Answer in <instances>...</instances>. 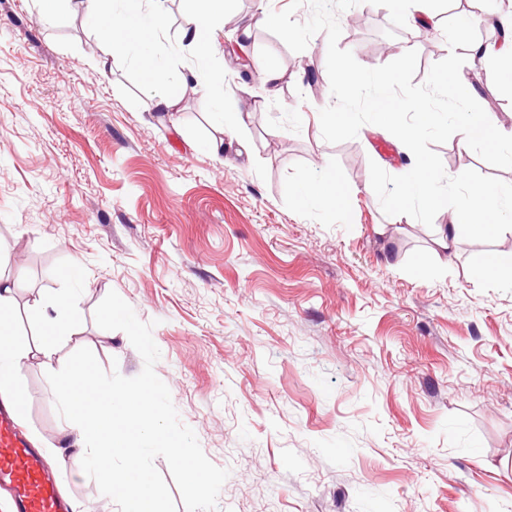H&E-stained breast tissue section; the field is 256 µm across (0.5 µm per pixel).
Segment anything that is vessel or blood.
I'll return each instance as SVG.
<instances>
[{
	"mask_svg": "<svg viewBox=\"0 0 512 512\" xmlns=\"http://www.w3.org/2000/svg\"><path fill=\"white\" fill-rule=\"evenodd\" d=\"M13 486L20 512H69L39 453L18 432L13 416L0 411V482Z\"/></svg>",
	"mask_w": 512,
	"mask_h": 512,
	"instance_id": "vessel-or-blood-1",
	"label": "vessel or blood"
}]
</instances>
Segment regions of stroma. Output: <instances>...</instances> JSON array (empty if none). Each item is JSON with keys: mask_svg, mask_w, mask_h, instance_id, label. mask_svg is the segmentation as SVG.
Listing matches in <instances>:
<instances>
[{"mask_svg": "<svg viewBox=\"0 0 512 512\" xmlns=\"http://www.w3.org/2000/svg\"><path fill=\"white\" fill-rule=\"evenodd\" d=\"M196 9L163 0L144 13L162 16L152 39L106 46L81 10L47 20L33 0H0V252L13 258L0 278L24 283L20 341L37 343L39 311L65 293L79 320L54 367L87 360L102 384L155 385L181 458L216 478L194 486L169 448L145 442L161 512H512V286L473 268L512 253V230L434 250L433 227L385 215L369 188L370 163L402 175L412 152L372 124L323 139L326 34L296 53L257 24L254 0H224L201 64L181 38ZM353 11L365 21L342 23L339 46L363 66L414 49L418 84L448 55L444 35L393 27L386 8ZM241 43L275 62L276 87L234 66ZM147 57L196 71L176 112L145 106ZM216 72L224 88L208 101ZM461 72L512 130V73ZM246 106L243 144L213 156L225 112ZM436 151L447 175L512 183L456 139ZM332 176L346 205L305 196ZM19 382L18 426L56 449L58 490L79 512H114L78 465L84 443L65 431L40 358Z\"/></svg>", "mask_w": 512, "mask_h": 512, "instance_id": "stroma-1", "label": "stroma"}]
</instances>
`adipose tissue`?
I'll list each match as a JSON object with an SVG mask.
<instances>
[{
    "instance_id": "adipose-tissue-1",
    "label": "adipose tissue",
    "mask_w": 512,
    "mask_h": 512,
    "mask_svg": "<svg viewBox=\"0 0 512 512\" xmlns=\"http://www.w3.org/2000/svg\"><path fill=\"white\" fill-rule=\"evenodd\" d=\"M192 28L183 33L195 47L199 59H207L214 40V18L224 10V0H198ZM506 36L494 44L473 42L467 52L484 65L485 77L499 79L502 69L512 70V17L503 19ZM149 77L145 83L146 103L154 109L172 110L178 94L193 80V72H167L146 62ZM512 223L499 189L479 185L470 188L465 205L452 211L446 224L438 227L433 243L437 249L454 251L461 228L482 234ZM19 285L0 281V397L17 411H24L26 394L17 383L31 353L51 361L57 339L76 319L66 295L55 298L54 316L46 318L37 349L20 344L14 332V294ZM49 380L65 406L66 421L88 448L83 460L103 489L111 494L117 512H159V491L141 463L140 442H162L173 454H180L183 437L169 433L156 413V391L151 384L135 390L105 388L98 381L90 362L69 370H49Z\"/></svg>"
}]
</instances>
